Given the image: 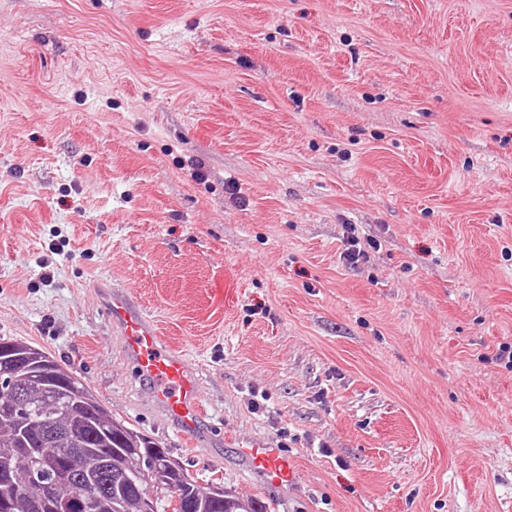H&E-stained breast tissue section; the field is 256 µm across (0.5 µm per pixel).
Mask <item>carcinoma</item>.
Wrapping results in <instances>:
<instances>
[{"instance_id": "cac0c4a2", "label": "carcinoma", "mask_w": 512, "mask_h": 512, "mask_svg": "<svg viewBox=\"0 0 512 512\" xmlns=\"http://www.w3.org/2000/svg\"><path fill=\"white\" fill-rule=\"evenodd\" d=\"M0 378L21 380L16 418H0V512H268L255 498L242 511L224 485L204 486L171 451L112 415L77 373L45 352L0 338Z\"/></svg>"}]
</instances>
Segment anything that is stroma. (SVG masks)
<instances>
[{"instance_id":"obj_1","label":"stroma","mask_w":512,"mask_h":512,"mask_svg":"<svg viewBox=\"0 0 512 512\" xmlns=\"http://www.w3.org/2000/svg\"><path fill=\"white\" fill-rule=\"evenodd\" d=\"M103 279L215 444L154 409ZM0 337L270 512H512V0H0ZM345 249L341 256L343 262L349 266H358L359 263L368 262L370 251L380 248V243L372 238L361 241V238L355 234L356 227L353 224L346 225ZM102 302L112 327L123 337L137 379L181 435L196 438L206 411L198 377L180 354L164 344L153 320L128 291L109 285ZM238 453L264 486L284 488L295 483L298 473L296 461L279 448H268L258 442L238 448Z\"/></svg>"}]
</instances>
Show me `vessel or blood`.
Listing matches in <instances>:
<instances>
[{"label": "vessel or blood", "mask_w": 512, "mask_h": 512, "mask_svg": "<svg viewBox=\"0 0 512 512\" xmlns=\"http://www.w3.org/2000/svg\"><path fill=\"white\" fill-rule=\"evenodd\" d=\"M102 302L108 320L124 340L137 379L148 385L153 403L181 435L197 437L206 411L189 362L164 344L153 320L128 291L105 289ZM239 455L266 487L284 488L296 481V461L280 449L258 442L241 448Z\"/></svg>", "instance_id": "vessel-or-blood-1"}]
</instances>
